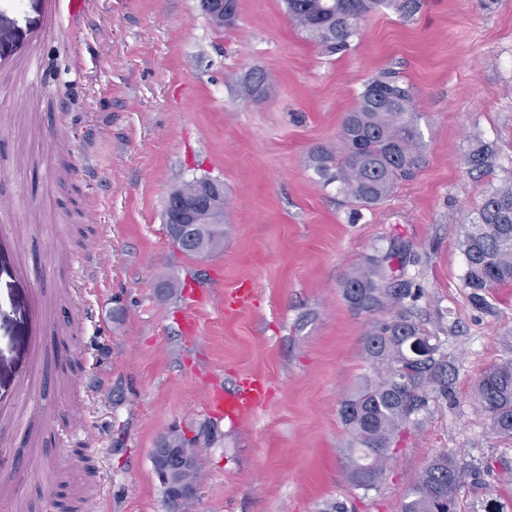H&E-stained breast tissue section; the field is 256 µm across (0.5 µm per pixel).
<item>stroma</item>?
Segmentation results:
<instances>
[{"mask_svg": "<svg viewBox=\"0 0 512 512\" xmlns=\"http://www.w3.org/2000/svg\"><path fill=\"white\" fill-rule=\"evenodd\" d=\"M413 85L426 160L373 208L353 209L308 166L334 144L364 83L382 70ZM254 70L265 96L239 97ZM0 199L16 211L0 243V399L36 369L35 421L0 419V454L43 470L0 512H167L152 454L168 432L209 435L200 493L181 512H401L438 454L460 471L458 512H512V439L493 435L473 388L512 359V287L472 307L458 246L483 190L512 167V0H422L405 19L370 16L347 50L306 39L284 0H238L214 31L198 0H87L51 23L46 0H0ZM59 131L47 141L48 131ZM498 166L471 169L478 142ZM224 184V244L193 257L164 223L170 192ZM407 247L418 317L456 374L448 399L391 449L379 490L344 474L339 402L369 366L365 315L340 283L374 248ZM253 306L171 313L187 287ZM50 333L39 343L34 321ZM265 377L249 423L210 417L215 383ZM254 302V294L251 288L241 286L235 289L230 295L223 296L220 309L221 312L228 310H238L250 307Z\"/></svg>", "mask_w": 512, "mask_h": 512, "instance_id": "35a3bbf8", "label": "stroma"}]
</instances>
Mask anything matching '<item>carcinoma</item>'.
<instances>
[{
    "mask_svg": "<svg viewBox=\"0 0 512 512\" xmlns=\"http://www.w3.org/2000/svg\"><path fill=\"white\" fill-rule=\"evenodd\" d=\"M293 24L329 53L347 49L361 21L384 9L414 16L421 0H286ZM270 77L257 71L239 87L245 101L259 98ZM425 141L411 85L384 71L370 79L357 105L346 113L334 145L320 146L310 167L325 183H338L345 202L370 208L412 178L425 161ZM495 156L486 145L473 149L468 164L483 170ZM195 239L212 253L224 242V225L197 224ZM466 260L463 287L477 308L487 305L490 289L512 286V180L483 192L460 240ZM407 249L396 243L377 249L345 276L343 298L357 314L371 317L363 351L372 374L346 393L339 417L351 442L344 471L365 492L378 490L391 447L405 433L422 427L430 404L448 398L452 372L433 336L417 319L420 289L405 277ZM432 348L425 357L411 344ZM474 397L494 434L512 438V360L490 365L474 386ZM170 443L198 455L199 437L174 430ZM460 472L452 455L433 458L406 493L403 512H456Z\"/></svg>",
    "mask_w": 512,
    "mask_h": 512,
    "instance_id": "cac0c4a2",
    "label": "carcinoma"
}]
</instances>
